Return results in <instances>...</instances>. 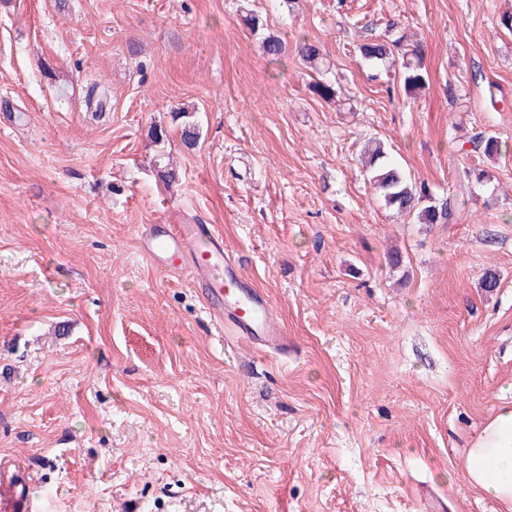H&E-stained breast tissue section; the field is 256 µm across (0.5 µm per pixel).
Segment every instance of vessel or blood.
Returning <instances> with one entry per match:
<instances>
[{
	"instance_id": "1",
	"label": "vessel or blood",
	"mask_w": 512,
	"mask_h": 512,
	"mask_svg": "<svg viewBox=\"0 0 512 512\" xmlns=\"http://www.w3.org/2000/svg\"><path fill=\"white\" fill-rule=\"evenodd\" d=\"M144 251L162 271L186 272L224 322V333L237 341L280 355L291 344L270 314L268 297L253 288L238 257L210 224H149ZM31 501L8 467L0 468V512H30Z\"/></svg>"
}]
</instances>
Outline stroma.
Wrapping results in <instances>:
<instances>
[{
	"mask_svg": "<svg viewBox=\"0 0 512 512\" xmlns=\"http://www.w3.org/2000/svg\"><path fill=\"white\" fill-rule=\"evenodd\" d=\"M506 12L512 0H0V461L37 512H498L467 480L466 443L512 405ZM270 35L286 45L274 64ZM374 36L419 46L421 92L360 56ZM304 37L321 72L296 53ZM319 77L333 100L312 92ZM95 85L100 117L84 106ZM479 132L507 153H458ZM373 137L432 194L468 166L493 177L453 223L420 224L376 197L360 156ZM163 152L176 185L154 167ZM146 224L213 225L288 356L226 345L188 277L144 255Z\"/></svg>",
	"mask_w": 512,
	"mask_h": 512,
	"instance_id": "stroma-1",
	"label": "stroma"
}]
</instances>
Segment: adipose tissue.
<instances>
[{"instance_id": "adipose-tissue-1", "label": "adipose tissue", "mask_w": 512, "mask_h": 512, "mask_svg": "<svg viewBox=\"0 0 512 512\" xmlns=\"http://www.w3.org/2000/svg\"><path fill=\"white\" fill-rule=\"evenodd\" d=\"M466 476L512 512V406L502 407L468 442Z\"/></svg>"}]
</instances>
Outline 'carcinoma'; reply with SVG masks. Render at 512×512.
Segmentation results:
<instances>
[{
	"label": "carcinoma",
	"mask_w": 512,
	"mask_h": 512,
	"mask_svg": "<svg viewBox=\"0 0 512 512\" xmlns=\"http://www.w3.org/2000/svg\"><path fill=\"white\" fill-rule=\"evenodd\" d=\"M399 41L389 42L382 38L372 39L360 46L362 56L371 61H384L393 54ZM263 53L276 62L284 52L281 40L275 36L264 38L261 45ZM298 54L316 70L323 65L320 48L313 42L302 39L297 47ZM403 85L405 92L415 95L426 84L420 58V50L414 48L402 55ZM188 111L182 109L176 113L175 119H184L181 128V139L188 147L196 145L199 130L196 125L185 121ZM472 152L479 153L487 159H496L507 151V146L492 135L479 133L469 139ZM367 155L364 168L369 181L372 183L377 196L384 206L399 214L412 216L420 224H449L453 219L456 201L465 192L469 184L483 183L491 180L492 174L486 168L473 167L464 170L463 179L448 191V195L436 198L424 188L417 187L408 177L388 158L384 145L380 140L372 138L365 147Z\"/></svg>",
	"instance_id": "1"
}]
</instances>
